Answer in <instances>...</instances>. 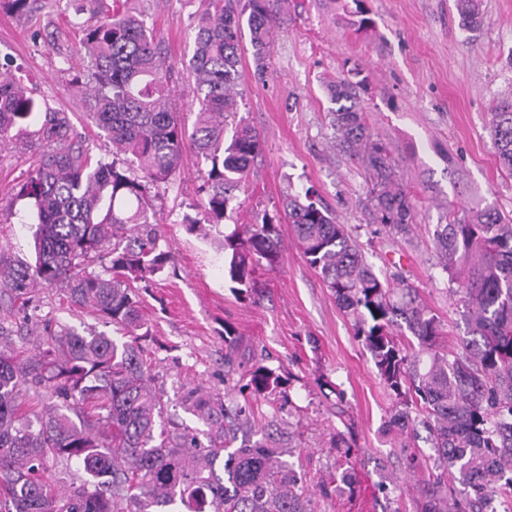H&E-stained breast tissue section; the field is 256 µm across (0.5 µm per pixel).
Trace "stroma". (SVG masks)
I'll return each mask as SVG.
<instances>
[{
	"instance_id": "1",
	"label": "stroma",
	"mask_w": 512,
	"mask_h": 512,
	"mask_svg": "<svg viewBox=\"0 0 512 512\" xmlns=\"http://www.w3.org/2000/svg\"><path fill=\"white\" fill-rule=\"evenodd\" d=\"M483 24L461 27L456 0H364L373 25L349 23L352 0H288L273 38L266 79L243 54L239 118L255 128L262 152L244 191L231 203V221L208 235L188 231L184 215H197L198 160L186 149L184 169L151 187L154 208L176 268L157 277L143 295L152 338L144 344L165 418L196 419L181 396L187 387L224 388V329L239 339L242 368L268 362L295 405L293 437L283 461L304 474L311 512H422L408 468L404 439L387 427L394 397L384 386L354 322L302 257L290 230L282 232V264L263 273L258 298L235 295L224 282V236L249 223L257 209L275 210L287 193L316 187L345 224L380 279L405 275L424 305L446 325L444 349L466 334L457 286L437 263L433 231L445 208L492 207L512 217V174L502 170L488 126L498 100L512 95V0H480ZM143 14L171 65L174 103L186 122L198 104L184 63L193 52L200 0H129ZM90 15L80 0H36L27 12L0 8V65L22 79L39 102L70 112L94 157L112 160V145L87 115L76 82L87 60L79 41ZM367 81L357 94L371 127L398 163L416 203L410 236L394 238L370 221L369 185L360 164L336 141L327 86L352 67ZM31 153L19 141L0 151V199L13 214L0 223V260L33 262L29 200L16 192L30 172ZM345 437L350 451L337 448ZM349 458L359 475L355 490L331 497L315 487Z\"/></svg>"
}]
</instances>
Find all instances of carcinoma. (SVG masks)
Here are the masks:
<instances>
[{
    "label": "carcinoma",
    "instance_id": "cac0c4a2",
    "mask_svg": "<svg viewBox=\"0 0 512 512\" xmlns=\"http://www.w3.org/2000/svg\"><path fill=\"white\" fill-rule=\"evenodd\" d=\"M83 2L91 16L81 42L88 115L120 158H93L69 113L41 105L26 85L0 73V143L15 129L37 146L17 192L32 205L35 261L0 263V307L35 313L34 285L58 286L57 309L92 313L120 338L85 336L49 311L40 316L45 339L35 351L0 340V512H309L303 475L274 446L288 400L273 408L267 427L239 436L255 425L254 402L280 388L276 370L255 363L233 380L238 343L226 327L224 383L242 400L190 387L182 403L204 429L165 425L142 345L150 333L141 291L175 260L162 247L164 221L148 203L149 186L181 174L189 144L206 167L198 172L203 219L186 226L206 234L231 219L230 201L262 147L248 124L228 121L237 112L243 39L255 72L265 76L284 0H203L187 63L198 103L190 128L174 105L171 64L144 18L120 0ZM456 2L463 26L477 30L478 0ZM360 75L350 68L329 86L332 126L369 179L371 219L406 236L414 204L357 102ZM490 135L499 165L512 172V98L493 107ZM282 209L303 258L354 318L356 336L395 396L389 425L427 432L434 455L420 485L423 512H489L493 498H511L512 222L490 208H450L435 225L442 270L460 287L467 334L447 352L439 344L445 324L418 289L400 276L380 279L314 188L286 196ZM281 243L276 213L234 225L224 235L229 288L253 295L257 270L280 266ZM106 259L107 275L90 270ZM399 330L412 339L402 343ZM70 459L82 467L81 483L58 489L45 476L47 463Z\"/></svg>",
    "mask_w": 512,
    "mask_h": 512
}]
</instances>
